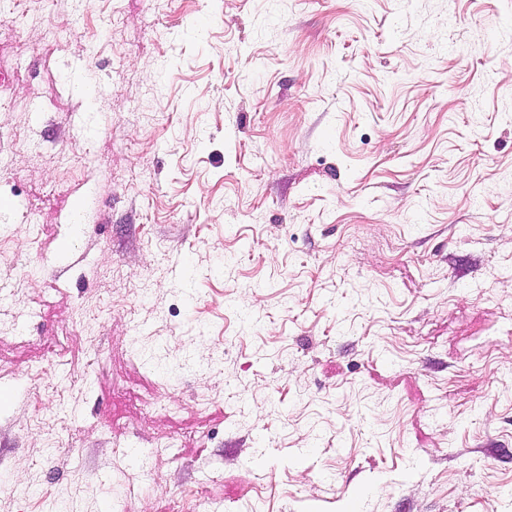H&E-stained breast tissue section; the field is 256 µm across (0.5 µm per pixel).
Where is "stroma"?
Returning <instances> with one entry per match:
<instances>
[{
	"instance_id": "35a3bbf8",
	"label": "stroma",
	"mask_w": 512,
	"mask_h": 512,
	"mask_svg": "<svg viewBox=\"0 0 512 512\" xmlns=\"http://www.w3.org/2000/svg\"><path fill=\"white\" fill-rule=\"evenodd\" d=\"M0 75V512H512V0H0Z\"/></svg>"
}]
</instances>
